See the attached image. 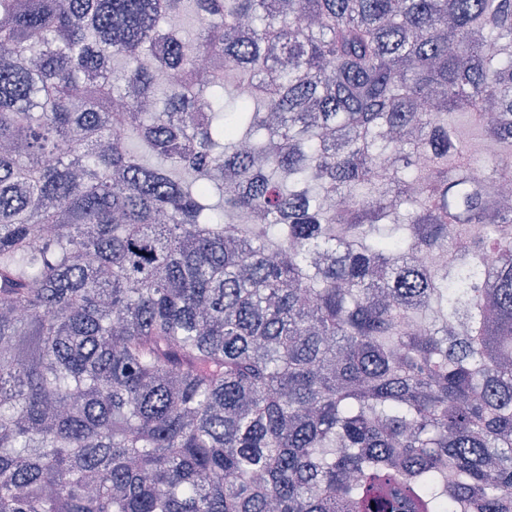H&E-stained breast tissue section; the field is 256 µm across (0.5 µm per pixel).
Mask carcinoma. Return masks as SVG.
Listing matches in <instances>:
<instances>
[{
    "label": "carcinoma",
    "instance_id": "obj_1",
    "mask_svg": "<svg viewBox=\"0 0 512 512\" xmlns=\"http://www.w3.org/2000/svg\"><path fill=\"white\" fill-rule=\"evenodd\" d=\"M507 175L512 0H0V512H512Z\"/></svg>",
    "mask_w": 512,
    "mask_h": 512
}]
</instances>
